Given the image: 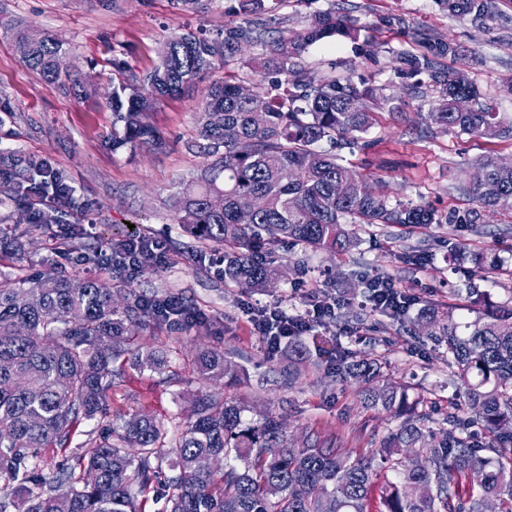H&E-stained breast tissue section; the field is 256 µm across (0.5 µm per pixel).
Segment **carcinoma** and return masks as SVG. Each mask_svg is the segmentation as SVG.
Listing matches in <instances>:
<instances>
[{
	"mask_svg": "<svg viewBox=\"0 0 512 512\" xmlns=\"http://www.w3.org/2000/svg\"><path fill=\"white\" fill-rule=\"evenodd\" d=\"M449 13L482 23L494 0H438ZM252 15L219 42L193 33L169 39L161 63L144 80L134 74L104 92L112 109V148L162 145L150 122L161 97L182 93L214 68V61L243 43L262 47L254 67L273 75L270 87L241 93L237 82L216 83L196 110L188 149L202 163L176 181L164 199L182 232L224 247V284L265 292L262 250L278 243L346 254L364 224L417 226L457 220L477 224L485 213L512 214V166L486 158L467 172L463 191L476 207L441 217L421 204H395L375 192L334 154L326 140L349 145L371 129L376 89L334 78H317L296 67L308 46L358 29L336 15L317 12L294 37H271L264 0H243ZM28 66L48 81L64 43L45 34L20 35ZM455 54L438 42L427 53L398 56L408 75L427 77L435 91L424 119L442 133L489 140L512 137V115L480 100L472 81L459 82L440 59ZM494 181L497 195L484 193ZM48 182L69 188L65 173L43 157L0 152V196L23 207L25 191ZM262 207L245 223L240 199ZM166 299L128 294L114 303L112 285L95 278L46 272L17 280L0 272V478L16 484L22 512H141L147 491L169 512H512V321L478 316L463 325L415 296L391 318H410L419 333L438 337L448 349L451 383L466 398L464 415L450 416L465 430L435 432L420 410L425 397L393 380L369 358H342L335 340L317 345L334 362V373L360 387L361 404L399 421L379 454L344 452L335 436L309 429L294 440L279 417L263 413L248 422L250 407L210 394H191L190 420L175 431L133 413L112 433L73 446L76 427L101 408L104 390L128 356L136 367L160 369L165 351L128 348L130 337L161 322ZM194 365L206 381L238 380L243 367L224 352L200 351ZM40 448L70 449L61 461ZM221 457L224 467H206ZM240 460L243 466L235 461Z\"/></svg>",
	"mask_w": 512,
	"mask_h": 512,
	"instance_id": "carcinoma-1",
	"label": "carcinoma"
}]
</instances>
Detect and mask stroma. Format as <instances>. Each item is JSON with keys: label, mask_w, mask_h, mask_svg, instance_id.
I'll return each instance as SVG.
<instances>
[{"label": "stroma", "mask_w": 512, "mask_h": 512, "mask_svg": "<svg viewBox=\"0 0 512 512\" xmlns=\"http://www.w3.org/2000/svg\"><path fill=\"white\" fill-rule=\"evenodd\" d=\"M267 7L269 27L280 35L300 32L314 12L333 11L354 20L361 37L371 40L367 53L347 38L327 40L308 47L298 64L318 77L377 89L380 105L366 136L369 148L355 145L340 155L390 201L425 204L440 214L461 212L471 206L461 188L472 165L489 156L512 163V140L427 130L422 115L431 100L409 92L396 60L400 51L418 54L435 41L452 43L457 53L445 57V65L463 71L482 98L512 114V93L504 88L512 78V0H496L493 18L482 24L449 15L435 0H268ZM249 20L239 0H198L192 8L178 0H0V149L48 158L74 190V203L63 208L57 224L28 223L13 202L0 204V224L26 234L30 242L24 258L0 253V269L26 279L51 268L106 281L125 294L176 295L206 319L180 330L151 325L133 337V344L169 350V368L124 367L105 393L102 412L78 426V440L99 436L121 412L184 422V394L204 386L192 359L198 349L210 347L245 370L240 382L213 385V392L280 416L288 437L314 427L338 437L344 448L375 451L395 421L364 409L357 385L337 381L318 357L288 376L290 352L266 355L250 333L246 305L282 300L289 312H300L306 290L343 294L342 274L368 272L458 319H475L483 310L512 311V215L492 213L479 224H372L358 248L343 256L279 245L272 249L273 266L281 273L273 292L225 287L213 264L221 249L183 233L170 222L162 201L174 180L192 176L200 164L186 143L195 132L196 106L210 86L224 79L268 83L267 74L247 64L260 47L217 60L184 95L159 102L151 121L165 139L160 149L108 147L113 115L101 93L120 74L141 77L154 69L173 36L190 32L220 39L227 28ZM20 28L63 40L72 77L49 82L32 71L15 38ZM134 236L176 239L180 246L163 250L160 260L134 274L115 277L105 266L109 248ZM474 289L487 294L484 307L472 305ZM314 332L336 338L350 354L378 359L393 378L426 394L432 428L448 430V417L464 398L448 383L443 343L411 338L403 322L371 313L358 295Z\"/></svg>", "instance_id": "stroma-1"}]
</instances>
